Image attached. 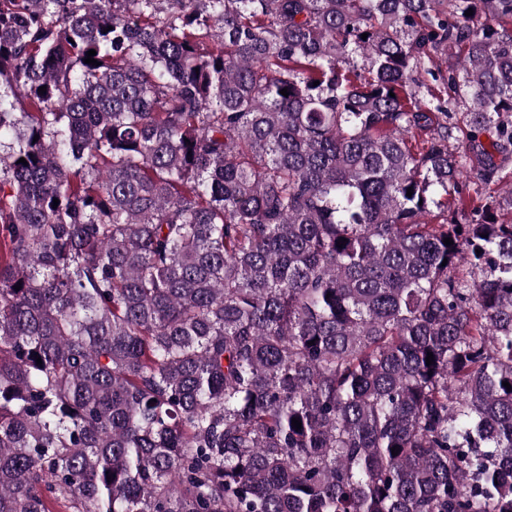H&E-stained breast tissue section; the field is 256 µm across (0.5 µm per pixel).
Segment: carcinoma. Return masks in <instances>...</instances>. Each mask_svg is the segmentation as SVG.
I'll return each instance as SVG.
<instances>
[{"label":"carcinoma","instance_id":"cac0c4a2","mask_svg":"<svg viewBox=\"0 0 512 512\" xmlns=\"http://www.w3.org/2000/svg\"><path fill=\"white\" fill-rule=\"evenodd\" d=\"M511 162L512 0H0V512H512Z\"/></svg>","mask_w":512,"mask_h":512}]
</instances>
